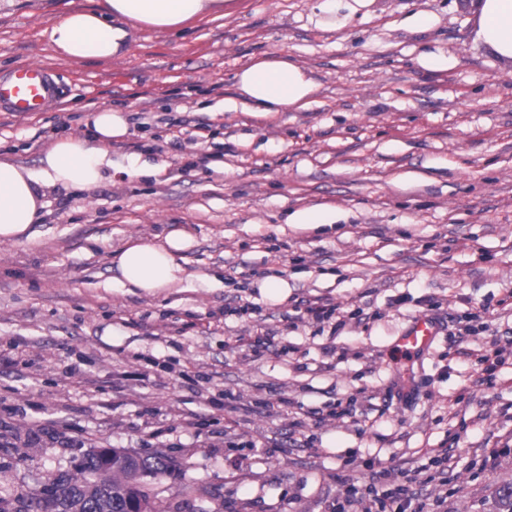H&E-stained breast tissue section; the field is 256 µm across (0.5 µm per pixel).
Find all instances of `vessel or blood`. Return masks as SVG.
<instances>
[{
	"instance_id": "vessel-or-blood-1",
	"label": "vessel or blood",
	"mask_w": 512,
	"mask_h": 512,
	"mask_svg": "<svg viewBox=\"0 0 512 512\" xmlns=\"http://www.w3.org/2000/svg\"><path fill=\"white\" fill-rule=\"evenodd\" d=\"M62 97L56 71L48 65L26 62L18 64L8 74H0V112L18 115L45 112ZM439 333L438 322L421 315L397 336L393 348L405 367L410 368L430 351Z\"/></svg>"
}]
</instances>
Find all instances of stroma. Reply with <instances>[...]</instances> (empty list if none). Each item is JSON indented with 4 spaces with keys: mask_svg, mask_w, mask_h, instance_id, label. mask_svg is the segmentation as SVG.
<instances>
[{
    "mask_svg": "<svg viewBox=\"0 0 512 512\" xmlns=\"http://www.w3.org/2000/svg\"><path fill=\"white\" fill-rule=\"evenodd\" d=\"M320 2L237 0L181 31L129 21L123 54L75 62L50 28L92 0H0V73L40 62L64 88L48 111L0 112L1 153L36 170L92 108L129 124L95 189H47L33 237L0 242L9 512L93 447L167 455L147 484L161 512H332L341 480L441 446L456 462L444 512H495L512 360L483 383L476 358L512 341V62L475 41L471 0H338L332 19ZM265 54L308 71L309 107L225 110ZM302 208L336 221L289 223ZM172 232L194 279L157 295L114 281L113 250ZM316 298L354 319L307 320ZM419 315L442 331L406 379L393 343ZM463 327L466 361L449 339ZM267 334L258 352L236 342Z\"/></svg>",
    "mask_w": 512,
    "mask_h": 512,
    "instance_id": "obj_1",
    "label": "stroma"
}]
</instances>
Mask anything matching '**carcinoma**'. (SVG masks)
<instances>
[{
    "mask_svg": "<svg viewBox=\"0 0 512 512\" xmlns=\"http://www.w3.org/2000/svg\"><path fill=\"white\" fill-rule=\"evenodd\" d=\"M169 469L163 454L139 456L130 463L121 459L106 468L97 457H89L75 471L53 475L43 492L56 496L66 512H158L146 490V480ZM496 512H512V484L496 489Z\"/></svg>",
    "mask_w": 512,
    "mask_h": 512,
    "instance_id": "cac0c4a2",
    "label": "carcinoma"
}]
</instances>
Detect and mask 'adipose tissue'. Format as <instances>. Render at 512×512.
Wrapping results in <instances>:
<instances>
[{
  "label": "adipose tissue",
  "mask_w": 512,
  "mask_h": 512,
  "mask_svg": "<svg viewBox=\"0 0 512 512\" xmlns=\"http://www.w3.org/2000/svg\"><path fill=\"white\" fill-rule=\"evenodd\" d=\"M226 0H101L99 8L69 13L54 23L50 41L74 61L107 60L125 50L130 20L159 31L182 28L197 20L224 18ZM477 39L499 57L512 62V0H473ZM235 100L267 117L309 105L316 85L308 72L284 57L253 59L234 76ZM88 134L56 136L45 149L40 173L0 156V241L31 239L32 226L44 207L46 188L56 185L91 190L111 167L108 148L128 133L124 112L101 109L87 120ZM187 245L183 233L137 238L112 253L111 264L122 286L154 295L187 279L177 254Z\"/></svg>",
  "instance_id": "1"
}]
</instances>
